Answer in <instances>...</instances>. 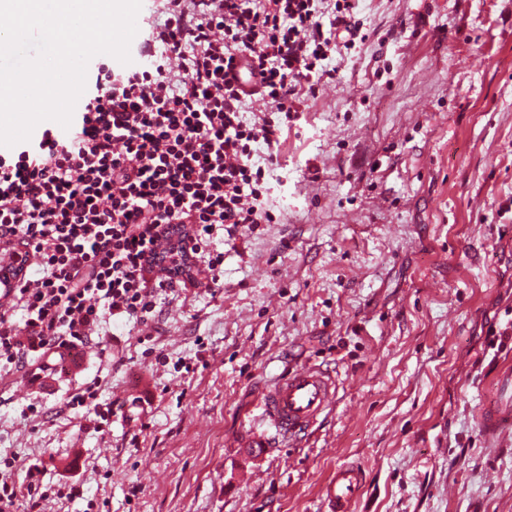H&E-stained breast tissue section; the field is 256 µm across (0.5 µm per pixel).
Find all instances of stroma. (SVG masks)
Here are the masks:
<instances>
[{
	"instance_id": "stroma-1",
	"label": "stroma",
	"mask_w": 512,
	"mask_h": 512,
	"mask_svg": "<svg viewBox=\"0 0 512 512\" xmlns=\"http://www.w3.org/2000/svg\"><path fill=\"white\" fill-rule=\"evenodd\" d=\"M355 12L364 40L293 99L273 221L224 243L219 287L91 326L55 393L0 383V462L39 512H323L343 464L367 475L356 512H512V426L479 422L508 356L488 330L512 324V0ZM309 363L333 408L246 448L263 390Z\"/></svg>"
}]
</instances>
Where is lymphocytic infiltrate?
Instances as JSON below:
<instances>
[{
	"label": "lymphocytic infiltrate",
	"mask_w": 512,
	"mask_h": 512,
	"mask_svg": "<svg viewBox=\"0 0 512 512\" xmlns=\"http://www.w3.org/2000/svg\"><path fill=\"white\" fill-rule=\"evenodd\" d=\"M353 0H160L139 50L153 69H98L66 137L0 157V255L21 274L0 293V378L87 342L105 317L145 320L158 288L217 285V241L271 223L276 160L299 83L356 45ZM250 55L259 89L228 71Z\"/></svg>",
	"instance_id": "f902f5d3"
}]
</instances>
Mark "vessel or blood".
Returning a JSON list of instances; mask_svg holds the SVG:
<instances>
[{"label": "vessel or blood", "mask_w": 512, "mask_h": 512, "mask_svg": "<svg viewBox=\"0 0 512 512\" xmlns=\"http://www.w3.org/2000/svg\"><path fill=\"white\" fill-rule=\"evenodd\" d=\"M497 403L481 417L485 434H496L512 424V364H504L495 377ZM336 380L328 370L306 364L277 378L261 402V425L248 436L253 448H263L272 437L294 438L317 424L334 404ZM366 484L364 470L354 464L341 465L324 488L329 512H355Z\"/></svg>", "instance_id": "b4317fda"}]
</instances>
